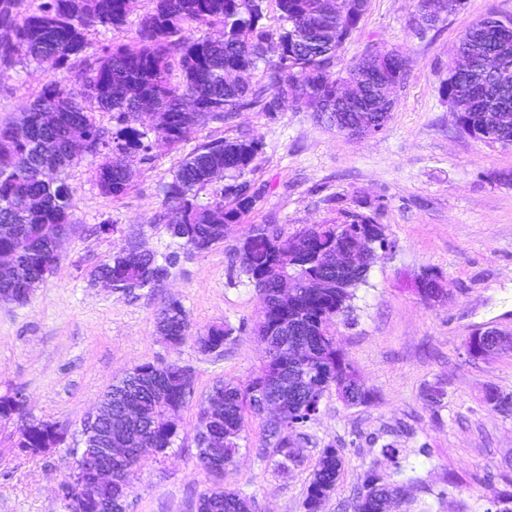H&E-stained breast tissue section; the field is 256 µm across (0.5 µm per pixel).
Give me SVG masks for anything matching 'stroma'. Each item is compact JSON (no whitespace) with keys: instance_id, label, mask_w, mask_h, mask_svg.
<instances>
[{"instance_id":"stroma-1","label":"stroma","mask_w":512,"mask_h":512,"mask_svg":"<svg viewBox=\"0 0 512 512\" xmlns=\"http://www.w3.org/2000/svg\"><path fill=\"white\" fill-rule=\"evenodd\" d=\"M418 0H368L339 67L369 45L408 57L406 80L379 133L340 134L301 108L244 111L234 127L213 122L176 151L126 157L131 189L115 199L96 178L105 154L68 168L76 226L59 264L26 304H0V396L22 394L30 417L57 423L62 446L36 457L19 451L18 421L0 423V512H63L59 485L74 468L70 448L113 381L138 365L178 362L194 373L193 403L176 422L180 437L166 454L147 455L128 512H195L199 494L220 484L253 499V512H304L312 467L322 448L343 454V469L321 512H353L364 473L373 468L400 486L411 512H492L512 495V412L487 401L512 396V352L475 360L464 342L479 328L512 333V144L460 133L442 94L461 34L488 13L512 14V0H464L447 20L415 35ZM34 64L0 76V122L20 118L47 81ZM244 130L261 144L254 179L262 197L224 241L197 254L178 248L157 216L163 186L184 154L202 142ZM348 211L371 215L392 244L378 251L349 312L330 327L371 392L347 405L326 392L319 412L299 429L301 461L280 473L276 459L255 455L261 419L246 417L240 454L223 477L202 471L194 441L199 399L220 379L246 383L261 372L265 346L253 328L261 298L242 272L237 250L251 229L277 224L285 234L307 224L342 222ZM109 234H94L97 225ZM157 254L176 253L167 279L122 292L91 281L90 269L129 238ZM438 272L447 302L416 294L423 271ZM186 311L192 332L230 328L223 356L193 342L172 348L159 334L164 301ZM397 448L398 461L383 455Z\"/></svg>"}]
</instances>
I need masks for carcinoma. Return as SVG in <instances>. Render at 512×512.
Here are the masks:
<instances>
[{"instance_id": "obj_1", "label": "carcinoma", "mask_w": 512, "mask_h": 512, "mask_svg": "<svg viewBox=\"0 0 512 512\" xmlns=\"http://www.w3.org/2000/svg\"><path fill=\"white\" fill-rule=\"evenodd\" d=\"M148 13L131 30L128 40L91 49L85 31L102 27L125 30L130 0H0V31L25 48L27 59L44 65L53 77L30 102L27 120L0 124V252L15 256L14 265L0 268V289L12 292L24 304L44 280L54 274L58 256L51 244L63 225L71 222L74 189L63 177L67 168L85 156L103 151L113 160L98 169L101 190L112 197L125 195L130 185L122 155L151 157L160 148L176 150L193 129L211 122L229 123L245 110L282 112L308 106L340 133L350 135L358 117L385 126L396 105L383 109L378 101L404 82L407 57L397 48L372 47L335 72L339 52L355 32L367 10V0L342 11L336 0H275L278 24L267 23V0H153ZM205 30L199 37L194 31ZM463 51L448 65V103L459 108L458 128L485 143H512V83L495 85L485 63L494 56L498 67L512 76V16L490 15L475 22L461 36ZM261 71L254 84L230 82L226 75ZM97 100L112 113L116 131L108 135L96 125L82 99ZM135 116L140 127L129 125ZM261 145L246 135L202 143L182 159L164 187L160 223L183 248L197 253L224 242L231 224H239L261 197L250 178ZM229 183L209 190L216 180ZM347 231L377 230L371 216L344 213ZM333 224H310L283 239L276 224H261L238 250L242 271L252 285L265 292L254 331L267 334L279 321L288 335L272 337L267 366L272 373L288 369L280 346L297 338L310 344L305 362L313 380L331 376L342 384L341 398L349 405L369 401L371 392L359 383L353 366L336 350L329 334L333 319L351 307L356 290L366 282L369 258L342 275L328 262L314 265L316 255L336 252ZM175 253L158 256L134 246L119 248L91 271L95 281L116 290L153 286L169 274ZM329 281L328 287L297 289L286 311L276 309L277 294L288 281L306 276ZM158 326L166 341L177 348L188 339L190 322L183 306L172 301L159 312ZM230 330L208 328L197 343L202 352L220 353ZM193 373L176 363L158 369L142 364L112 385L103 404L112 409V425L84 427L83 447L72 449L75 462L84 450L102 447L112 434V447L126 449L112 459V512H125L131 486L127 477L141 466V448L162 452L173 446L177 428L168 414L185 408L194 396ZM327 388L312 383L268 385L262 390L251 381L241 385L218 381L200 406L214 401L212 416L195 434L199 467L218 475L234 463L242 439L244 414L264 421L258 455L281 457L279 470L299 463L293 433L313 416V405ZM278 395L286 407L277 419L263 416L260 401ZM21 418L14 396L0 397V421ZM48 423L33 421L22 448H40ZM211 428L222 448H211L202 437ZM343 468L340 449H322L313 466L303 502L305 512H320L335 490ZM400 504L397 487L373 468L364 479L354 512H390ZM197 512H252V500L242 492L215 486L201 493Z\"/></svg>"}]
</instances>
